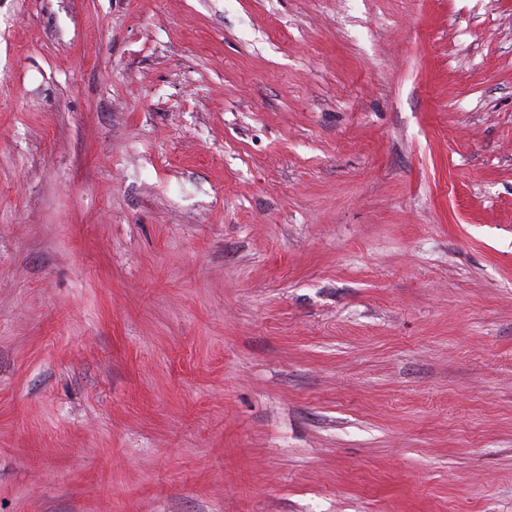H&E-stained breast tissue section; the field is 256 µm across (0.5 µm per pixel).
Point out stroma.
<instances>
[{
    "instance_id": "1",
    "label": "stroma",
    "mask_w": 512,
    "mask_h": 512,
    "mask_svg": "<svg viewBox=\"0 0 512 512\" xmlns=\"http://www.w3.org/2000/svg\"><path fill=\"white\" fill-rule=\"evenodd\" d=\"M0 512H512V0H0Z\"/></svg>"
}]
</instances>
